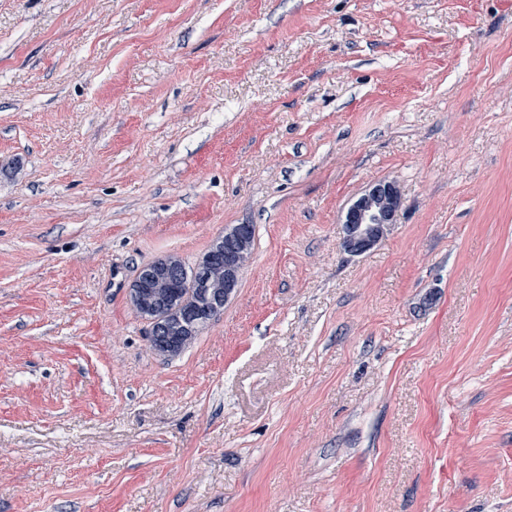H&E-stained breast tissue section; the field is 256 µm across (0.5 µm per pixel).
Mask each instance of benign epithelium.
<instances>
[{
  "instance_id": "7a95c632",
  "label": "benign epithelium",
  "mask_w": 512,
  "mask_h": 512,
  "mask_svg": "<svg viewBox=\"0 0 512 512\" xmlns=\"http://www.w3.org/2000/svg\"><path fill=\"white\" fill-rule=\"evenodd\" d=\"M400 208V194L392 181L372 184L344 212L341 221L344 251L364 253L381 240L380 230L396 223ZM251 226L235 224L224 230L220 240L233 243L236 250L221 254L224 247L214 246L202 260L188 267L176 256H166L145 265L129 290V300L150 324L156 340L155 351L173 352L171 336L200 334L224 311V306L235 295L242 271L240 256L250 238ZM190 282L204 298L193 314L179 313L174 317L160 316L170 298L169 288L178 282Z\"/></svg>"
}]
</instances>
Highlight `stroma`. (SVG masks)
<instances>
[{"mask_svg":"<svg viewBox=\"0 0 512 512\" xmlns=\"http://www.w3.org/2000/svg\"><path fill=\"white\" fill-rule=\"evenodd\" d=\"M0 512H512V0H0ZM400 194L392 181L372 184L344 212L341 221L344 251L364 253L381 240L380 230L396 223ZM250 224H235L225 228L220 242L208 251L202 260L193 267H188L179 257L166 256L145 265L139 272L129 290V300L150 324V332L156 340L155 351L163 354L173 352L175 345L168 342L170 336H184L180 339V353L203 330L217 319L224 311V306L235 295L242 271L240 256L250 238ZM233 243L234 252L224 254V262L220 252L224 250L222 241ZM211 269L208 274L207 271ZM191 270V271H190ZM189 281L193 288L204 298L199 309L193 314L182 311L197 306V292L184 285L171 289L175 283ZM172 296L170 297V291ZM169 298L180 313L174 317L159 316L158 312L167 304ZM193 336L188 343L184 339Z\"/></svg>","mask_w":512,"mask_h":512,"instance_id":"35a3bbf8","label":"stroma"}]
</instances>
